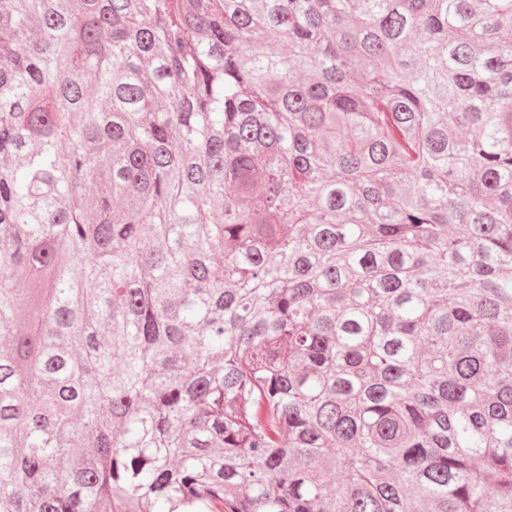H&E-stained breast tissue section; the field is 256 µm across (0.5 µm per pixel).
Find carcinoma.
<instances>
[{
  "label": "carcinoma",
  "mask_w": 512,
  "mask_h": 512,
  "mask_svg": "<svg viewBox=\"0 0 512 512\" xmlns=\"http://www.w3.org/2000/svg\"><path fill=\"white\" fill-rule=\"evenodd\" d=\"M1 159L0 512H512V0H0Z\"/></svg>",
  "instance_id": "obj_1"
}]
</instances>
